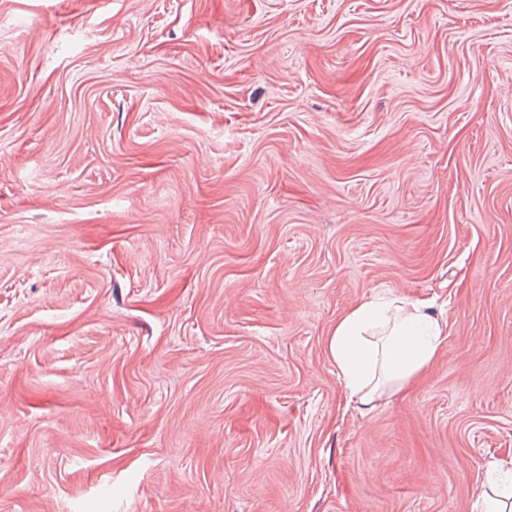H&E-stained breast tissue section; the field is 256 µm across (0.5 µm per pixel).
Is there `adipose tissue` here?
Listing matches in <instances>:
<instances>
[{
	"mask_svg": "<svg viewBox=\"0 0 512 512\" xmlns=\"http://www.w3.org/2000/svg\"><path fill=\"white\" fill-rule=\"evenodd\" d=\"M447 336L431 302L378 294L337 319L326 350L349 399L367 406L381 386L399 391L416 380ZM470 512H512V459L487 469Z\"/></svg>",
	"mask_w": 512,
	"mask_h": 512,
	"instance_id": "1",
	"label": "adipose tissue"
}]
</instances>
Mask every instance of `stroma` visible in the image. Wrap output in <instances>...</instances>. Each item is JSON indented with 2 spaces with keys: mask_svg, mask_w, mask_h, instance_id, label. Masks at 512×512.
<instances>
[{
  "mask_svg": "<svg viewBox=\"0 0 512 512\" xmlns=\"http://www.w3.org/2000/svg\"><path fill=\"white\" fill-rule=\"evenodd\" d=\"M449 334L363 413L377 293ZM512 458V0H0V512H467Z\"/></svg>",
  "mask_w": 512,
  "mask_h": 512,
  "instance_id": "stroma-1",
  "label": "stroma"
}]
</instances>
